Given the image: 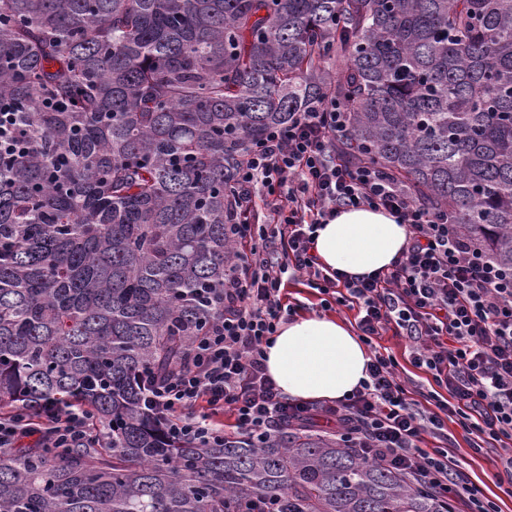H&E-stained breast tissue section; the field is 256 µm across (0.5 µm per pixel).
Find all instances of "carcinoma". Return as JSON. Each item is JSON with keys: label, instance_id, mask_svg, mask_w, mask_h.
I'll list each match as a JSON object with an SVG mask.
<instances>
[{"label": "carcinoma", "instance_id": "1", "mask_svg": "<svg viewBox=\"0 0 512 512\" xmlns=\"http://www.w3.org/2000/svg\"><path fill=\"white\" fill-rule=\"evenodd\" d=\"M323 95L512 268V0H0V407L88 423L0 457V512H451L330 435L191 446L142 404L224 312L235 168Z\"/></svg>", "mask_w": 512, "mask_h": 512}]
</instances>
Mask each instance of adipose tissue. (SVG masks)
<instances>
[{
	"mask_svg": "<svg viewBox=\"0 0 512 512\" xmlns=\"http://www.w3.org/2000/svg\"><path fill=\"white\" fill-rule=\"evenodd\" d=\"M408 229L385 211L342 210L316 232L319 263L350 276L391 267ZM367 347L352 328L331 315L301 314L283 323L267 349V371L289 397L338 400L366 377Z\"/></svg>",
	"mask_w": 512,
	"mask_h": 512,
	"instance_id": "adipose-tissue-1",
	"label": "adipose tissue"
}]
</instances>
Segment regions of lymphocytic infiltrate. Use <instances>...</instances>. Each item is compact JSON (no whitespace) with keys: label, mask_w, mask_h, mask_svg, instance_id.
<instances>
[{"label":"lymphocytic infiltrate","mask_w":512,"mask_h":512,"mask_svg":"<svg viewBox=\"0 0 512 512\" xmlns=\"http://www.w3.org/2000/svg\"><path fill=\"white\" fill-rule=\"evenodd\" d=\"M349 114L318 102L294 122L270 129L234 175L238 186L224 231L238 258L224 276V312L192 347L189 363L154 381L143 404L167 433L197 446L224 434L232 415L239 435L269 437L281 424L307 421L309 404L286 397L269 377L265 348L294 312L284 277L303 278L336 305L357 308L365 344L394 333L412 343L411 362L429 377L414 399L396 358L373 351L368 381L321 406L340 441L413 475L464 512H498L496 503L444 445L456 418L471 448L495 451L498 479L512 485V270L452 224L447 212L416 202L386 174L353 166L340 140ZM268 218L256 219L258 206ZM396 215L408 228L399 260L387 271L352 277L324 268L312 253L319 225L347 207ZM86 435L77 408L21 417L0 413V455L35 439L40 448H71Z\"/></svg>","instance_id":"f902f5d3"}]
</instances>
